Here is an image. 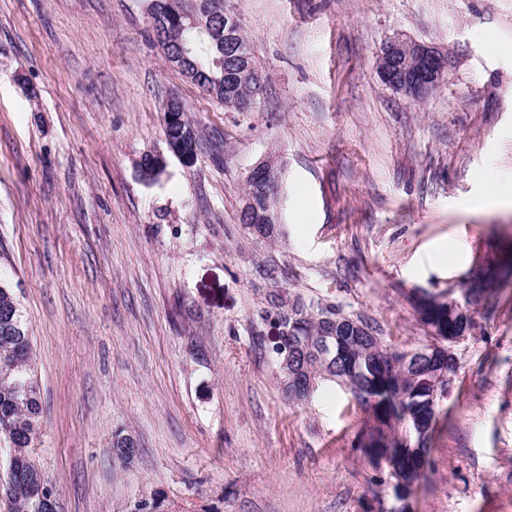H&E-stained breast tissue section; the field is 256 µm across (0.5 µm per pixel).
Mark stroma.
<instances>
[{
	"label": "stroma",
	"mask_w": 512,
	"mask_h": 512,
	"mask_svg": "<svg viewBox=\"0 0 512 512\" xmlns=\"http://www.w3.org/2000/svg\"><path fill=\"white\" fill-rule=\"evenodd\" d=\"M265 91L233 112L167 61L145 0H0V273L33 336L34 456L56 512H388L359 442L371 413L322 378L285 398L259 324L274 270L292 296L426 340L420 289L460 287L512 248V0H226ZM393 38L441 51L426 101L392 92ZM185 103L198 161L165 147ZM274 157L278 231L239 220ZM455 346L458 367L410 512H512V287ZM138 453L116 460L115 434ZM183 112H166L164 108L163 115V133L164 136L172 141H179L183 136V132H185L188 127L193 130L196 139H197V150H199V130L198 128L189 120L187 116V110L185 105L182 106ZM173 114H176L177 119L173 118ZM165 138V143L167 146V151L175 154L176 148L172 144L170 140ZM148 157H144V155H142L138 162V168L140 172H142L144 165V176L151 180L158 179L167 168H164V166L167 164V156L163 151H150L148 152Z\"/></svg>",
	"instance_id": "1"
}]
</instances>
